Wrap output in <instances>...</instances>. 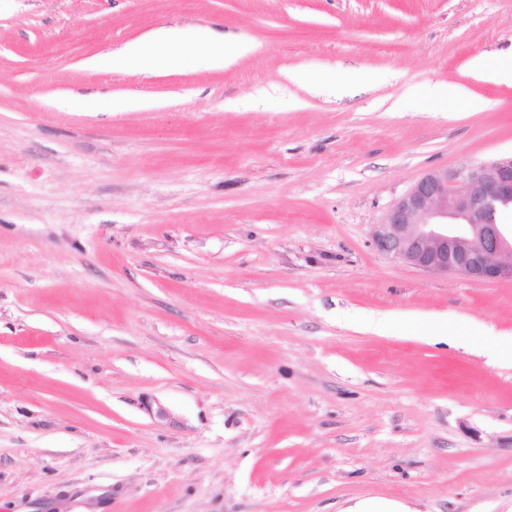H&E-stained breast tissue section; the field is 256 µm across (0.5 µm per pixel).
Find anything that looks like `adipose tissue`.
<instances>
[{
    "label": "adipose tissue",
    "instance_id": "1",
    "mask_svg": "<svg viewBox=\"0 0 512 512\" xmlns=\"http://www.w3.org/2000/svg\"><path fill=\"white\" fill-rule=\"evenodd\" d=\"M251 42L225 41L220 53L201 54L199 45L185 42L179 31L170 28L154 30L118 51L93 57L92 68L103 71L160 74L188 56L203 55L204 63L211 68H224L234 64L241 56L253 51Z\"/></svg>",
    "mask_w": 512,
    "mask_h": 512
}]
</instances>
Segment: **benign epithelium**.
<instances>
[{
	"instance_id": "1",
	"label": "benign epithelium",
	"mask_w": 512,
	"mask_h": 512,
	"mask_svg": "<svg viewBox=\"0 0 512 512\" xmlns=\"http://www.w3.org/2000/svg\"><path fill=\"white\" fill-rule=\"evenodd\" d=\"M512 155L424 174L375 225L383 254L423 270L473 281L512 280Z\"/></svg>"
}]
</instances>
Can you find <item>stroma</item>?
I'll return each mask as SVG.
<instances>
[{
  "mask_svg": "<svg viewBox=\"0 0 512 512\" xmlns=\"http://www.w3.org/2000/svg\"><path fill=\"white\" fill-rule=\"evenodd\" d=\"M162 27L256 48L85 68ZM511 48L512 0H0V512H512V281L371 237L512 153V84L470 71ZM255 45L248 41L224 39V51L221 53H209L203 58V62L209 68H223L234 64L241 56L253 51ZM433 98L439 103L441 112H448V106L467 96L466 89L459 84H443L432 91ZM346 512H415L396 501L368 499L357 502Z\"/></svg>",
  "mask_w": 512,
  "mask_h": 512,
  "instance_id": "stroma-1",
  "label": "stroma"
}]
</instances>
